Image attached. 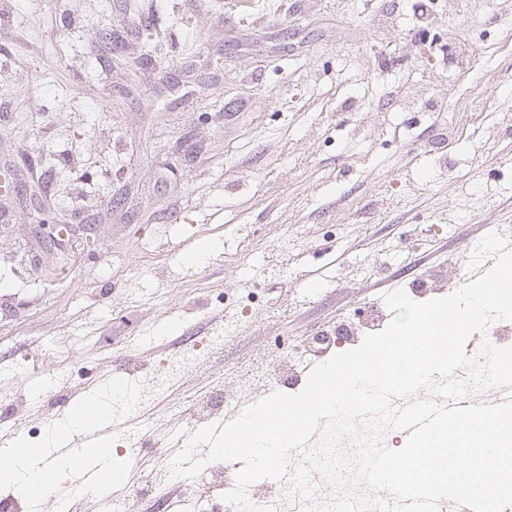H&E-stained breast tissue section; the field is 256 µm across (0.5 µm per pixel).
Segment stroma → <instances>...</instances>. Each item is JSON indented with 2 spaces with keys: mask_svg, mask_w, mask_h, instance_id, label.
<instances>
[{
  "mask_svg": "<svg viewBox=\"0 0 512 512\" xmlns=\"http://www.w3.org/2000/svg\"><path fill=\"white\" fill-rule=\"evenodd\" d=\"M430 2L0 0V439L78 386L139 417L106 380L136 359L170 435L114 498L171 512L150 476L204 405L506 224L512 0ZM90 201L93 243L45 237Z\"/></svg>",
  "mask_w": 512,
  "mask_h": 512,
  "instance_id": "obj_1",
  "label": "stroma"
}]
</instances>
